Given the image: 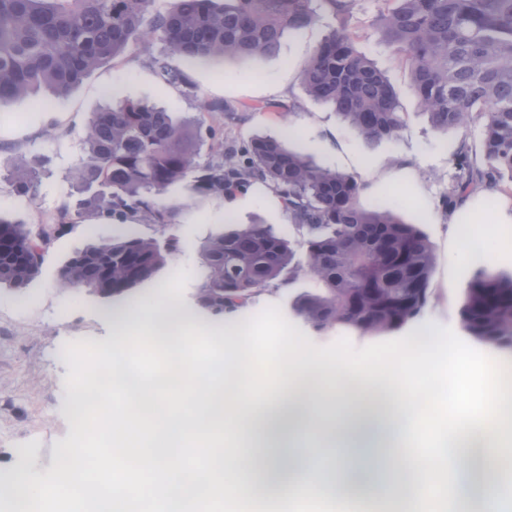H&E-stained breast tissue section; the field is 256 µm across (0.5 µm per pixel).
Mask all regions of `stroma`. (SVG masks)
I'll return each instance as SVG.
<instances>
[{
	"label": "stroma",
	"instance_id": "1",
	"mask_svg": "<svg viewBox=\"0 0 512 512\" xmlns=\"http://www.w3.org/2000/svg\"><path fill=\"white\" fill-rule=\"evenodd\" d=\"M377 10L378 0H358L348 23L360 35L358 51L385 72L400 98L406 125L393 140L365 143L332 107L307 94L302 71L336 25L327 12L315 25L285 36L276 52L258 60L219 57L194 63L169 56V63L186 76L182 84L167 83L159 76L153 59L164 53L165 45L154 37L129 49L122 59L99 66L50 105L27 97L0 104V217L31 228L52 220L61 207L69 209V223L45 250L38 277L22 290L0 287V483L22 467L28 469L32 485L54 483L57 455L75 440L77 370L112 348L105 300L60 285V270L73 251L129 232L145 239L175 236L179 250L152 282L135 288L130 296L150 304L159 293H166L173 304L211 324L214 316L197 302L207 274L202 248L208 238L224 230L229 217L277 230L289 224L278 196L259 182L235 191L229 197L235 202L231 208L225 204L228 197L192 193L187 182L175 183L163 198L174 208L165 227L141 214L122 222L82 212L81 194L72 180L86 160L82 138L93 112L114 97L156 104L179 118L195 115L200 101L219 104L212 122L223 130L225 141L287 137L291 148L309 153L317 166L352 175L362 183L361 204L395 212L418 225L430 242L436 257L430 302L417 321L392 335L370 338L348 329L312 330L293 310L298 297L315 288L304 275L286 287L254 295L231 312V321L249 326L250 357L253 363H266L264 377H273L287 344L326 362L359 366L393 358L407 344L444 333L455 339L456 357L444 362L446 373L438 380L441 394L430 398L425 389H418L415 407L428 412L436 405H448L447 417L456 421L448 391L458 359L470 365L476 384L486 387L480 374L486 347L465 334L459 308L468 281L484 263L512 274V223L496 225L494 234L470 253L461 252L460 239L475 219L466 213L459 223H449L441 199L457 175L454 153L459 143L468 142L474 154H481L482 128L475 124L442 134L432 127L409 87L407 71L393 63L373 24ZM283 110L289 114L286 128L279 118ZM14 158L38 173L29 195H18L12 187Z\"/></svg>",
	"mask_w": 512,
	"mask_h": 512
}]
</instances>
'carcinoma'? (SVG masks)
<instances>
[{
  "instance_id": "carcinoma-1",
  "label": "carcinoma",
  "mask_w": 512,
  "mask_h": 512,
  "mask_svg": "<svg viewBox=\"0 0 512 512\" xmlns=\"http://www.w3.org/2000/svg\"><path fill=\"white\" fill-rule=\"evenodd\" d=\"M339 22L315 48L303 71L307 93L330 106L369 143L397 138L405 126L400 99L384 73L357 51L348 18L356 0H0V103L21 96L68 92L92 69L124 55L151 35L168 54L154 59L170 83L185 82L168 55L204 63L217 56L260 59L283 36L314 25L319 2ZM375 24L394 61L411 75V90L435 129L479 123L486 164L461 140L458 174L443 197L449 206L481 185L512 192V0H379ZM211 103L175 118L164 107L114 99L94 113L84 137L87 161L77 180L83 208L121 218L144 213L166 226L171 207L155 205L172 184L192 176L191 190L230 194L259 181L282 199L291 227L302 233L297 258L285 233L241 224L203 247L208 274L199 288L202 310L222 316L259 291L285 286L303 272L317 283L294 310L318 332L340 326L383 336L415 321L429 301L433 251L414 224L391 211L361 205L363 186L348 174L314 165L284 140L251 137L224 147L209 123ZM210 140V160L198 161ZM35 172L14 161L12 186L30 193ZM67 209L34 233L0 218V286L26 288L40 273L52 234ZM179 240L164 244L127 234L75 251L60 280L112 299L153 280ZM460 319L475 340L512 351V275L481 268L465 289Z\"/></svg>"
}]
</instances>
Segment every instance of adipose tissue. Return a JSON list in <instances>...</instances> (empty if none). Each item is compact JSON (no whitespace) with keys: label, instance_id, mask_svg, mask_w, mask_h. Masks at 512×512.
<instances>
[{"label":"adipose tissue","instance_id":"1","mask_svg":"<svg viewBox=\"0 0 512 512\" xmlns=\"http://www.w3.org/2000/svg\"><path fill=\"white\" fill-rule=\"evenodd\" d=\"M171 322L176 335L185 343L207 335L195 317L160 299L151 306L130 301L112 313L113 368L126 366L128 354L151 344L160 323ZM225 353L200 358H186L160 372L132 374L136 401L127 404L102 403L94 420L75 418L76 440L59 455L60 482L55 491L32 494L29 475L19 470L10 481L12 507L18 512H38L41 503L58 504L70 499L94 497L99 512H129L139 503L141 512H211L217 499L231 502L253 499L267 475L278 466L281 455L306 440L301 469L305 472L328 467L333 471L328 482L294 481L285 497L318 495L324 485H344L349 466L347 457H357L374 476L370 497L390 503V512H506L512 506V448L504 438L512 433V419L503 416L502 404L512 396L499 384L512 375V354L491 349L482 370L494 383L488 396H480L470 370L457 364L453 377L454 405L461 422L452 428H431L428 445H420L414 430L423 418L416 412L398 414L388 410L380 420L377 434L366 431L367 412L363 406L346 408L347 386L354 381L392 380L412 394L422 373L436 374V359H417L404 353L399 357L349 369L340 365L327 367V386L320 395L326 415H317L308 405H301L299 419L290 426L279 425L274 417L275 402L285 396H305L308 374L315 363L293 348L284 349L276 368L278 387L262 394L254 387L257 368L246 357L250 344L247 332L226 333ZM172 378L178 388L186 389V406L176 409L165 404L164 379ZM345 413L348 423L337 427L338 413ZM120 418L124 424L113 431L112 491L84 478L80 464L87 457L92 434L109 421ZM257 432L266 450L261 467L249 465L246 449L224 453L205 472L203 488L188 483L183 469L171 466L172 456L183 454L190 440L205 442L210 448H222L239 433L240 422ZM472 421L484 430L481 439L486 470L501 474L496 483L473 486L467 478L469 447L463 441V422ZM432 473L434 481H423V473Z\"/></svg>","mask_w":512,"mask_h":512}]
</instances>
